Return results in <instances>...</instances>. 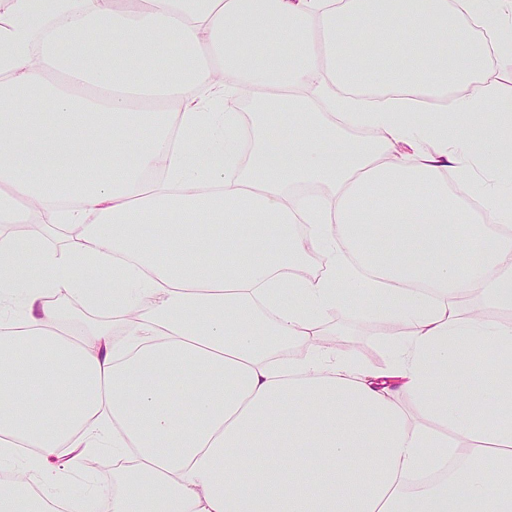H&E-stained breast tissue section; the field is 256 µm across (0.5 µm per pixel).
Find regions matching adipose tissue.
<instances>
[{
	"label": "adipose tissue",
	"instance_id": "adipose-tissue-1",
	"mask_svg": "<svg viewBox=\"0 0 512 512\" xmlns=\"http://www.w3.org/2000/svg\"><path fill=\"white\" fill-rule=\"evenodd\" d=\"M11 4L0 512H512V0ZM39 223L82 232L13 231ZM60 292L139 319L81 329ZM362 295L408 336L379 372L319 341ZM100 448L121 492L59 498L54 461ZM492 77L505 95H512V57H500L493 62Z\"/></svg>",
	"mask_w": 512,
	"mask_h": 512
}]
</instances>
